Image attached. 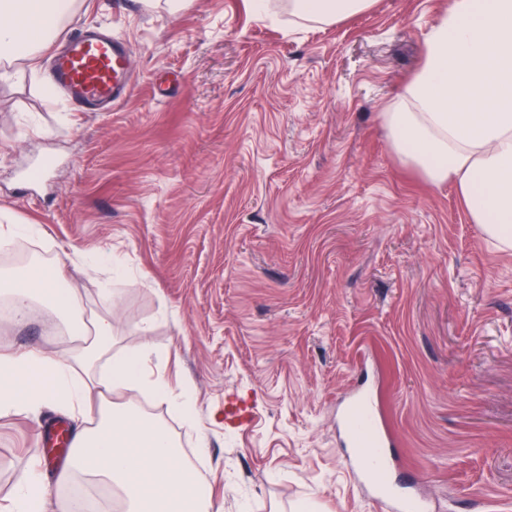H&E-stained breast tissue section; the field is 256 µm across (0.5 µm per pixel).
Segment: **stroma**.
<instances>
[{"instance_id": "35a3bbf8", "label": "stroma", "mask_w": 512, "mask_h": 512, "mask_svg": "<svg viewBox=\"0 0 512 512\" xmlns=\"http://www.w3.org/2000/svg\"><path fill=\"white\" fill-rule=\"evenodd\" d=\"M450 2L373 0L324 24L288 0H78L64 32L106 23L130 47L133 87L109 112L68 111L47 76L0 64V216L65 262L113 351L148 344L192 388L200 434L147 390L112 400L197 454L221 512H387L336 432L363 364L435 512H512V249L383 123ZM66 342L44 308L0 317V352ZM62 417L0 416V507L27 458L59 469L41 430Z\"/></svg>"}]
</instances>
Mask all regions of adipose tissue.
I'll return each instance as SVG.
<instances>
[{
	"mask_svg": "<svg viewBox=\"0 0 512 512\" xmlns=\"http://www.w3.org/2000/svg\"><path fill=\"white\" fill-rule=\"evenodd\" d=\"M371 0H290L300 19L331 23L369 8ZM78 0H0V60L25 61L38 73L42 54ZM391 146L431 183L454 181L472 223L512 247V0H452L429 37L422 67L383 115ZM0 296L16 323L35 301H47L68 323L74 343L55 353L0 352V415L46 405L87 413L97 395L95 427L79 430L69 462L54 474L30 462L17 475L5 512H49L53 486L73 473L116 489L126 512H219L207 487L181 464L174 441L157 421L113 405L112 393L148 388L194 423L193 395L149 378V346L112 351V324L86 326L77 293L61 266L46 275L0 273ZM108 359L107 374L97 372Z\"/></svg>",
	"mask_w": 512,
	"mask_h": 512,
	"instance_id": "ef3b65f1",
	"label": "adipose tissue"
}]
</instances>
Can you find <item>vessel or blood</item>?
<instances>
[{"mask_svg":"<svg viewBox=\"0 0 512 512\" xmlns=\"http://www.w3.org/2000/svg\"><path fill=\"white\" fill-rule=\"evenodd\" d=\"M129 58L128 45L110 31L83 28L54 56L51 80L72 107L108 112L131 90ZM337 426L352 449L351 468L374 499L384 501L389 512H427L426 504L404 492L395 477V460L388 452L395 435L385 420L379 388H354L340 404Z\"/></svg>","mask_w":512,"mask_h":512,"instance_id":"obj_1","label":"vessel or blood"}]
</instances>
